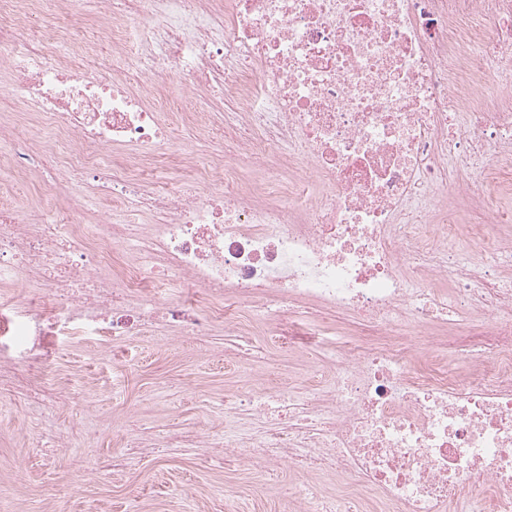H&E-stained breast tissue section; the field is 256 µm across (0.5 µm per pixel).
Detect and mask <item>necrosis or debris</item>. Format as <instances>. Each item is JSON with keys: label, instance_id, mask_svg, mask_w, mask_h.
I'll return each instance as SVG.
<instances>
[{"label": "necrosis or debris", "instance_id": "1", "mask_svg": "<svg viewBox=\"0 0 512 512\" xmlns=\"http://www.w3.org/2000/svg\"><path fill=\"white\" fill-rule=\"evenodd\" d=\"M84 7L0 0V106H19L0 162L53 205L25 219L0 196V284L38 286L0 310V350L25 361L0 384L24 389L75 332L205 336L311 307L310 341L352 312L371 332L330 349L329 382L281 388L280 422L225 447L334 471L310 512H512V289L484 262L512 251L491 231L512 195V0H103L91 32ZM214 83L223 155L140 187L184 152L164 111ZM437 331L478 341L466 374L418 357Z\"/></svg>", "mask_w": 512, "mask_h": 512}]
</instances>
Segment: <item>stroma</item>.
Segmentation results:
<instances>
[{
    "label": "stroma",
    "mask_w": 512,
    "mask_h": 512,
    "mask_svg": "<svg viewBox=\"0 0 512 512\" xmlns=\"http://www.w3.org/2000/svg\"><path fill=\"white\" fill-rule=\"evenodd\" d=\"M187 108L205 113L206 130L173 126L203 165L224 149V96L215 90ZM264 331L219 321L211 335L191 336L156 322L126 338H62L48 378L66 404L0 390V512H303L300 489L313 481L332 490L333 472L311 476L212 447L224 433L225 397H268L314 372L308 345L283 348ZM168 429L193 434L196 446L166 447ZM130 433L146 447L127 448Z\"/></svg>",
    "instance_id": "obj_1"
}]
</instances>
